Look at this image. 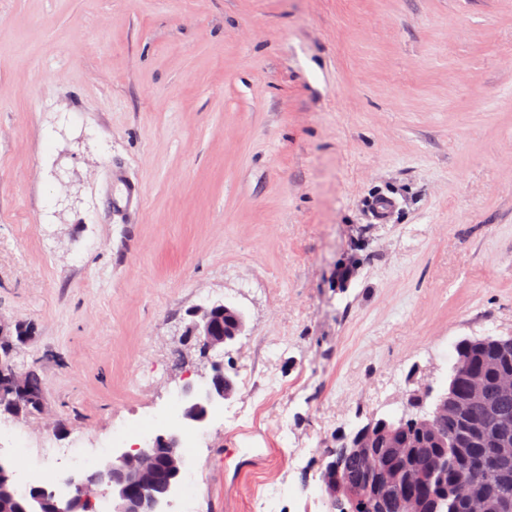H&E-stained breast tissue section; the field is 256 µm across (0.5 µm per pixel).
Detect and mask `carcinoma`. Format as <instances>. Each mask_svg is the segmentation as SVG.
I'll return each mask as SVG.
<instances>
[{"mask_svg":"<svg viewBox=\"0 0 512 512\" xmlns=\"http://www.w3.org/2000/svg\"><path fill=\"white\" fill-rule=\"evenodd\" d=\"M500 340L464 339L455 344V362L469 376L450 375L446 393L432 412L425 399L408 393L403 415L378 418L336 438L328 451L341 461L347 489L328 500L329 512H512V396L498 394L497 382L512 375V350H498ZM478 376L485 395H468L469 377ZM42 398L37 370H29L26 401ZM491 459L494 469L482 461ZM0 482L11 496H0V512H49L44 486L18 492L13 474L0 462Z\"/></svg>","mask_w":512,"mask_h":512,"instance_id":"1","label":"carcinoma"}]
</instances>
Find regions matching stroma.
Here are the masks:
<instances>
[{
    "label": "stroma",
    "mask_w": 512,
    "mask_h": 512,
    "mask_svg": "<svg viewBox=\"0 0 512 512\" xmlns=\"http://www.w3.org/2000/svg\"><path fill=\"white\" fill-rule=\"evenodd\" d=\"M217 301L245 330L183 512H237L259 467L269 512H328L337 435L512 337V0H0V322L31 326L44 398L0 442L15 483L68 499L44 440L103 465L203 384L185 331ZM142 189L137 182L127 181L118 193L112 194V210L126 214L135 211L139 205Z\"/></svg>",
    "instance_id": "stroma-1"
}]
</instances>
